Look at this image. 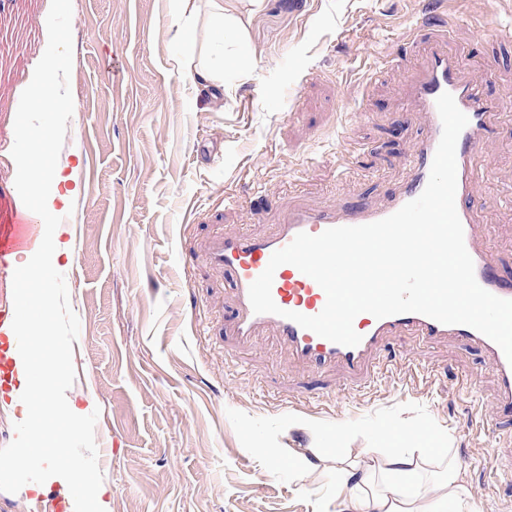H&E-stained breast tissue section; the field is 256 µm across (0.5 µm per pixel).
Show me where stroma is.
Masks as SVG:
<instances>
[{
	"label": "stroma",
	"mask_w": 512,
	"mask_h": 512,
	"mask_svg": "<svg viewBox=\"0 0 512 512\" xmlns=\"http://www.w3.org/2000/svg\"><path fill=\"white\" fill-rule=\"evenodd\" d=\"M512 0H266L253 67L225 69L209 107L175 59L168 0H0V226L22 193L12 110L48 35L65 34L49 152L76 193L56 260L80 321L67 392L98 412L112 512H341L339 463L431 435L485 512H512V424L477 422L498 393L484 352L393 335L358 386L294 360L271 333L235 344L230 278L202 251L218 231L265 234L275 208L387 205L423 113L404 94L420 42L448 37L500 122L477 165L475 231L512 277ZM478 377L477 389L468 381ZM275 449L278 460L263 458ZM315 458L310 470L284 462Z\"/></svg>",
	"instance_id": "obj_1"
}]
</instances>
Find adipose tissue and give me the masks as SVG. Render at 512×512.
<instances>
[{
	"label": "adipose tissue",
	"instance_id": "obj_1",
	"mask_svg": "<svg viewBox=\"0 0 512 512\" xmlns=\"http://www.w3.org/2000/svg\"><path fill=\"white\" fill-rule=\"evenodd\" d=\"M248 11H241L239 0H169L175 20L174 41L186 77L201 90L224 86V69L231 66L247 70L251 66L248 52V14L261 9L264 0H246ZM206 14L214 41L208 49L199 45L196 17ZM70 58L62 36H54L47 54L30 68L29 79L20 95L22 111L50 119L60 111L63 102L56 90V76L65 69ZM45 152L38 139H31L29 155L19 159L23 186L20 205L29 199L38 201V221L46 223L58 205L68 204L72 195L67 188V175L59 166L46 165ZM423 451L397 445L387 449L384 457L372 459L362 467H339V490L345 491L344 512H478L474 496L459 480V470L447 449H439L444 457L446 477L436 487H428L419 461Z\"/></svg>",
	"mask_w": 512,
	"mask_h": 512
}]
</instances>
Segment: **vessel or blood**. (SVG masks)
Here are the masks:
<instances>
[{"label":"vessel or blood","mask_w":512,"mask_h":512,"mask_svg":"<svg viewBox=\"0 0 512 512\" xmlns=\"http://www.w3.org/2000/svg\"><path fill=\"white\" fill-rule=\"evenodd\" d=\"M464 61L446 39L431 41L421 62L420 73L409 87L417 111L426 113L428 124L424 136L416 143L409 161L406 181L390 203L371 209L355 203L348 207H307L297 205L286 212L270 233L257 236L240 232L220 233L209 238L206 255L209 263L232 277L236 309L229 329L237 342L251 344L258 332L272 330L289 348L293 358L316 367L336 365L351 379L365 382L387 337L408 333L427 339L454 338L479 346L494 366L498 394L493 404L492 424L512 421V362L490 338L467 325H447L419 313H402L376 318L362 313L353 326L362 337L354 347L344 346L302 328L287 319V312L307 316L319 314L326 303V293L311 277L291 264L280 265L271 288L279 314L254 313L249 300L250 284L265 270L272 254L292 242L301 232L317 235L326 229L357 226L384 219L425 189L433 158L442 134V123L436 101L443 93H451L468 124L456 145L457 191L456 209L464 231V243L474 263L477 283L491 294L512 300V279L499 272L497 264L477 243L473 234L475 202L473 186L477 159L482 152L496 116L494 105L483 92L463 76ZM38 225L15 216L8 231L0 235V270L14 271L12 254L32 244ZM14 309L0 305V387L9 385L15 374L14 355L17 338L11 328Z\"/></svg>","instance_id":"vessel-or-blood-1"}]
</instances>
